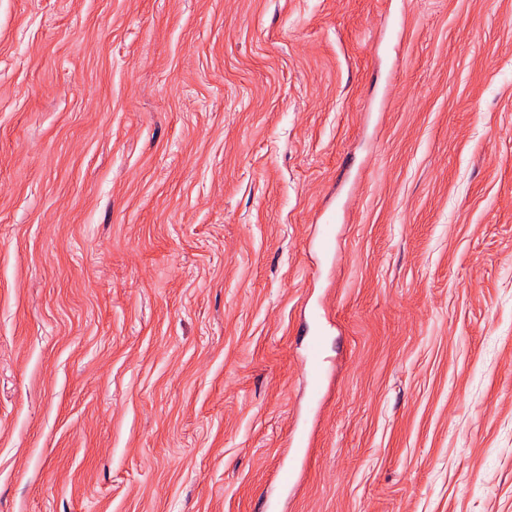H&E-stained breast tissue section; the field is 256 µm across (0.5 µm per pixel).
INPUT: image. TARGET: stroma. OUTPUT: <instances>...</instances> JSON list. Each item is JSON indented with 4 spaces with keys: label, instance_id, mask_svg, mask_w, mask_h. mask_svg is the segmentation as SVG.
<instances>
[{
    "label": "stroma",
    "instance_id": "1",
    "mask_svg": "<svg viewBox=\"0 0 512 512\" xmlns=\"http://www.w3.org/2000/svg\"><path fill=\"white\" fill-rule=\"evenodd\" d=\"M296 436L279 512H512V0H0V512ZM324 336L315 333L310 336L307 342L306 362L308 372L311 378L310 400L316 403L322 392V382L324 378Z\"/></svg>",
    "mask_w": 512,
    "mask_h": 512
}]
</instances>
